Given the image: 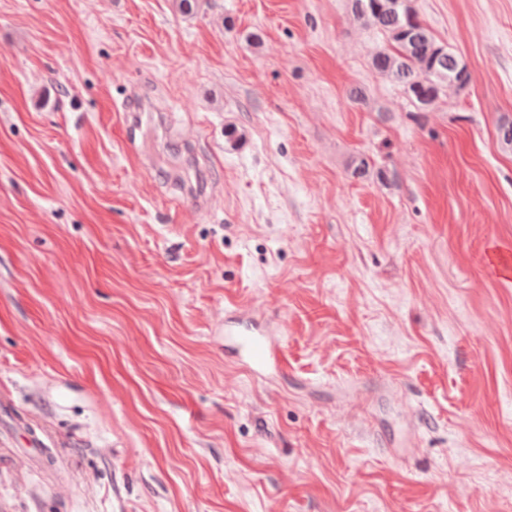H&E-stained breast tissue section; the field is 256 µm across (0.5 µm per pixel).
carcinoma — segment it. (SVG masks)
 <instances>
[{
  "label": "carcinoma",
  "instance_id": "cac0c4a2",
  "mask_svg": "<svg viewBox=\"0 0 512 512\" xmlns=\"http://www.w3.org/2000/svg\"><path fill=\"white\" fill-rule=\"evenodd\" d=\"M351 12L386 39L372 70L396 83L417 111L428 112L445 92L458 94L469 85L467 64L436 39L412 0H351Z\"/></svg>",
  "mask_w": 512,
  "mask_h": 512
}]
</instances>
